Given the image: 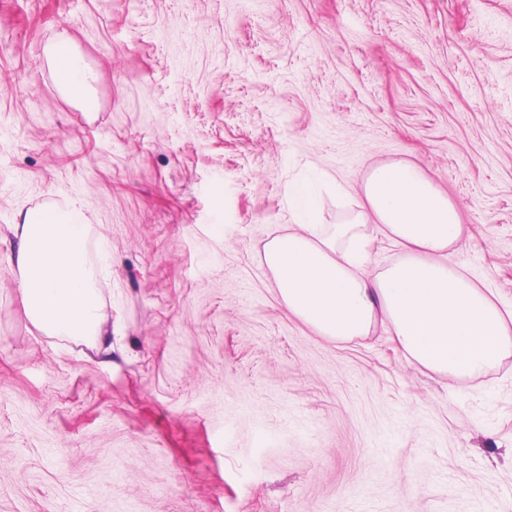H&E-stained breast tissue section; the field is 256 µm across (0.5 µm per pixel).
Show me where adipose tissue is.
<instances>
[{"label":"adipose tissue","instance_id":"obj_1","mask_svg":"<svg viewBox=\"0 0 512 512\" xmlns=\"http://www.w3.org/2000/svg\"><path fill=\"white\" fill-rule=\"evenodd\" d=\"M64 94L93 111L100 75L68 36L45 50ZM364 204L337 224H292L272 239L265 259L289 312L336 341L383 327L417 368L448 379L484 372L512 354V310H502L453 261L463 240L459 210L416 166L370 167ZM401 249L399 261L369 267L365 225ZM18 289L39 331L96 345L104 334L98 271L86 250L87 226L75 202L18 215Z\"/></svg>","mask_w":512,"mask_h":512}]
</instances>
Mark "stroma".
<instances>
[{"label": "stroma", "mask_w": 512, "mask_h": 512, "mask_svg": "<svg viewBox=\"0 0 512 512\" xmlns=\"http://www.w3.org/2000/svg\"><path fill=\"white\" fill-rule=\"evenodd\" d=\"M390 161L512 308V0H0V512H512V355L450 381L325 338L264 261L293 185L336 224ZM69 198L96 348L33 327L11 262L19 211ZM45 54L58 74L64 94L84 111H93L96 107L93 89L102 75L85 64L82 55L73 47L71 39L64 34L47 46Z\"/></svg>", "instance_id": "obj_1"}]
</instances>
